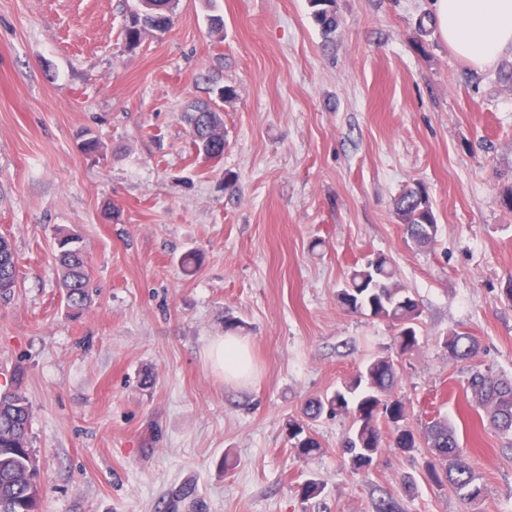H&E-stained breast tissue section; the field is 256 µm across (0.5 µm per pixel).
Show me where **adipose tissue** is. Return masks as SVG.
<instances>
[{
  "label": "adipose tissue",
  "mask_w": 512,
  "mask_h": 512,
  "mask_svg": "<svg viewBox=\"0 0 512 512\" xmlns=\"http://www.w3.org/2000/svg\"><path fill=\"white\" fill-rule=\"evenodd\" d=\"M432 21L440 40L474 68L491 67L512 51V0H432ZM209 356L225 379L248 370V345L238 336L213 342Z\"/></svg>",
  "instance_id": "1"
}]
</instances>
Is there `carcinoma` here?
<instances>
[{
	"instance_id": "cac0c4a2",
	"label": "carcinoma",
	"mask_w": 512,
	"mask_h": 512,
	"mask_svg": "<svg viewBox=\"0 0 512 512\" xmlns=\"http://www.w3.org/2000/svg\"><path fill=\"white\" fill-rule=\"evenodd\" d=\"M316 24L323 35L336 31L335 0H308ZM132 25L124 28V38L133 46L142 35L152 31L147 0H138L131 13ZM182 118L190 127L197 152L224 150V118L210 104L201 101ZM394 214L406 239L420 248L431 246L438 224L426 189L419 183L403 190L395 199ZM377 265L367 260L353 266L343 285L336 291L337 303L355 313L391 323L397 329L396 354L414 350L419 344L421 311L410 289L397 279L392 260L377 255ZM55 262L67 308L83 313L90 300V266L76 233L56 239ZM18 259L13 243L0 236V298L8 299L17 286ZM449 355L457 361L471 360L477 350L473 337L454 331L444 340ZM397 367L391 356L376 357L341 382L336 388L310 399L301 416L288 420V440L298 455L308 457L321 451L312 434V423L325 415H349L352 426L344 443L355 470L373 466L381 453L379 421L392 429V447L409 452L419 446L429 450L424 464L425 476L433 484L451 486L464 498L474 501L484 491L479 476L462 459L457 429L447 419H433L420 434L404 425L405 403L391 397ZM472 406L487 417L502 434L512 433V379L475 370L468 380ZM31 405L17 389L0 391V512H43L42 489L36 459L30 445Z\"/></svg>"
}]
</instances>
